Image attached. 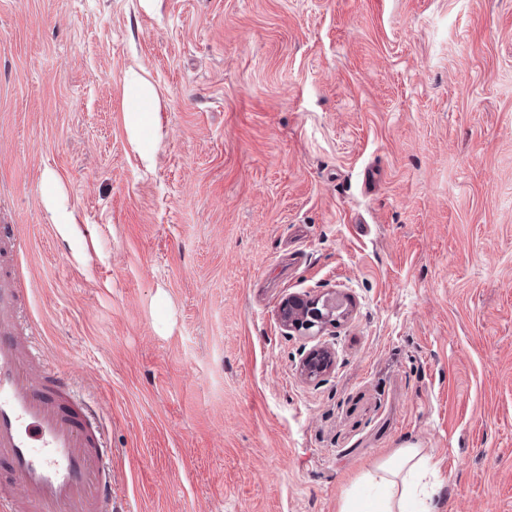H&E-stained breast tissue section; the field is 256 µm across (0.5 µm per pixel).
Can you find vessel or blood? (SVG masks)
Here are the masks:
<instances>
[{"mask_svg": "<svg viewBox=\"0 0 512 512\" xmlns=\"http://www.w3.org/2000/svg\"><path fill=\"white\" fill-rule=\"evenodd\" d=\"M18 225L0 224V512H112L103 424L25 329Z\"/></svg>", "mask_w": 512, "mask_h": 512, "instance_id": "b4317fda", "label": "vessel or blood"}]
</instances>
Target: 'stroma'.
Listing matches in <instances>:
<instances>
[{
    "label": "stroma",
    "instance_id": "stroma-1",
    "mask_svg": "<svg viewBox=\"0 0 512 512\" xmlns=\"http://www.w3.org/2000/svg\"><path fill=\"white\" fill-rule=\"evenodd\" d=\"M0 214L122 512H337L409 444L438 512H512V0H0ZM122 112L130 142L143 164L154 163L156 136L160 127V97L142 68H130L122 82ZM290 296L281 306L282 326L288 331L319 333L327 323H336V303ZM333 365L332 352L321 346L311 349L300 364L301 376L312 381L321 377L331 369Z\"/></svg>",
    "mask_w": 512,
    "mask_h": 512
}]
</instances>
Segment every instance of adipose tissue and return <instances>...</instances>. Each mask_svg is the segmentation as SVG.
<instances>
[{"mask_svg": "<svg viewBox=\"0 0 512 512\" xmlns=\"http://www.w3.org/2000/svg\"><path fill=\"white\" fill-rule=\"evenodd\" d=\"M122 112L130 142L144 165H152L160 127V97L142 68L128 69L122 82ZM439 470L423 449L407 445L376 461L347 494L338 512H436Z\"/></svg>", "mask_w": 512, "mask_h": 512, "instance_id": "obj_1", "label": "adipose tissue"}]
</instances>
